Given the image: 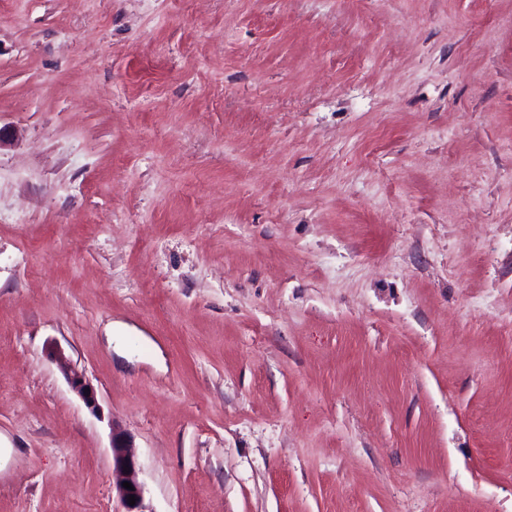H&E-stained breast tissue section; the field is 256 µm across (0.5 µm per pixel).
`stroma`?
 Masks as SVG:
<instances>
[{"mask_svg": "<svg viewBox=\"0 0 512 512\" xmlns=\"http://www.w3.org/2000/svg\"><path fill=\"white\" fill-rule=\"evenodd\" d=\"M116 430L147 512H512V0H0V512Z\"/></svg>", "mask_w": 512, "mask_h": 512, "instance_id": "stroma-1", "label": "stroma"}]
</instances>
